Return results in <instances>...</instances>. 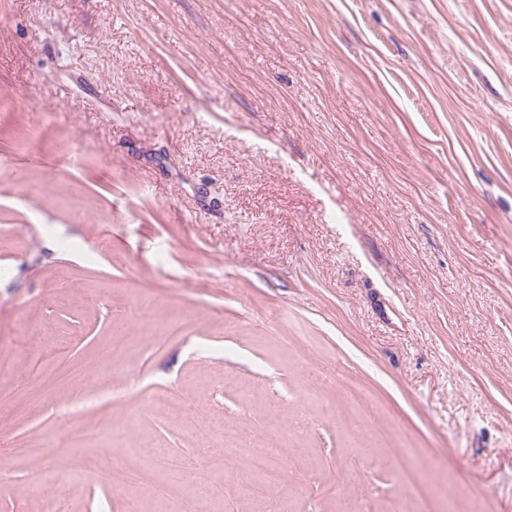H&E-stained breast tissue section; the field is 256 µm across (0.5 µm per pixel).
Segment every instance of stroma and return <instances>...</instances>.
Here are the masks:
<instances>
[{"instance_id": "35a3bbf8", "label": "stroma", "mask_w": 512, "mask_h": 512, "mask_svg": "<svg viewBox=\"0 0 512 512\" xmlns=\"http://www.w3.org/2000/svg\"><path fill=\"white\" fill-rule=\"evenodd\" d=\"M1 389L0 512L190 498L146 445L205 512H512V0H0ZM243 440L249 441V448H238L237 464L246 468L250 474L258 476L256 481H249L244 484L248 494L254 496H266L270 487L282 482L283 471L272 469L268 466L271 459L281 455L283 441L280 433L275 431L266 432L261 444H254L253 431L244 426L239 433V443ZM50 470L51 468L41 474L40 478L31 485L30 491L34 496L41 499L43 512H62L64 509L61 499L47 489L46 475Z\"/></svg>"}]
</instances>
